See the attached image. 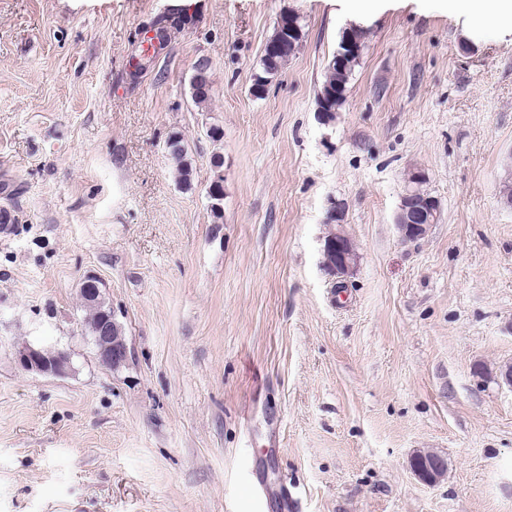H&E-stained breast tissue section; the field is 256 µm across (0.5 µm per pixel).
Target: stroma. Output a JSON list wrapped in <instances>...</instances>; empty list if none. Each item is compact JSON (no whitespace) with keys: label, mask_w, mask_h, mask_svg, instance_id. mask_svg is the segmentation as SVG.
<instances>
[{"label":"stroma","mask_w":512,"mask_h":512,"mask_svg":"<svg viewBox=\"0 0 512 512\" xmlns=\"http://www.w3.org/2000/svg\"><path fill=\"white\" fill-rule=\"evenodd\" d=\"M184 3L192 24L141 65ZM288 12L301 46L255 98ZM352 24L365 47L324 122ZM416 171L441 216L406 242ZM508 181L512 30L457 0H0V512H512ZM335 201L359 253L342 292ZM89 276L130 349L114 371L82 325ZM24 343L69 348L73 373L21 370ZM423 451L437 483L411 469ZM344 37L350 47L343 48L346 55L342 60L336 58V53L333 54L326 67L325 79L317 94L318 111L324 112V120H331L346 100L348 84L364 48L366 32L360 27L352 26L345 31ZM331 90H334L335 93H332ZM211 87V74H210V64L207 60L205 68H196L193 69V74L189 81V93L191 99L195 103L204 102L208 96ZM167 144L172 158L177 163L176 171L178 174L179 183L184 185L185 187L191 186V163L187 158V150L183 145L182 139L180 138L179 135L174 134L169 137ZM442 461L443 458L436 454L427 457L424 454H417L412 460V469L423 482L437 483L445 472V465Z\"/></svg>","instance_id":"stroma-1"}]
</instances>
